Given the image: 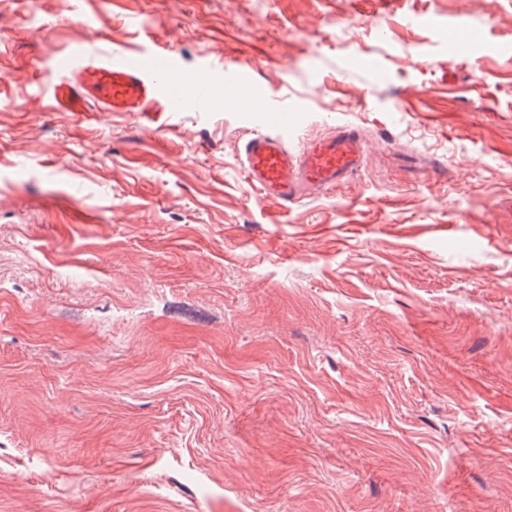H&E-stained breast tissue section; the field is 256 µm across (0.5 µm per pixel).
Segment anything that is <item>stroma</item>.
<instances>
[{
  "label": "stroma",
  "instance_id": "stroma-1",
  "mask_svg": "<svg viewBox=\"0 0 512 512\" xmlns=\"http://www.w3.org/2000/svg\"><path fill=\"white\" fill-rule=\"evenodd\" d=\"M89 42L238 108L77 121ZM261 98L364 168L263 199ZM0 512H512V0H0Z\"/></svg>",
  "mask_w": 512,
  "mask_h": 512
}]
</instances>
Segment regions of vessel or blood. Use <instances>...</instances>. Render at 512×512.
<instances>
[{
	"instance_id": "b4317fda",
	"label": "vessel or blood",
	"mask_w": 512,
	"mask_h": 512,
	"mask_svg": "<svg viewBox=\"0 0 512 512\" xmlns=\"http://www.w3.org/2000/svg\"><path fill=\"white\" fill-rule=\"evenodd\" d=\"M52 68L58 77L52 87L57 110L81 121L99 119L104 112L147 117L157 107L174 111L186 103L206 109L234 106L231 98L212 95L207 70L182 72L164 51L97 58L75 49L55 58ZM250 122L254 132L242 149L244 173L263 198L280 206L345 185L364 165L366 141L353 125L337 124L333 132L297 149L287 126L269 130L267 108L253 111Z\"/></svg>"
}]
</instances>
